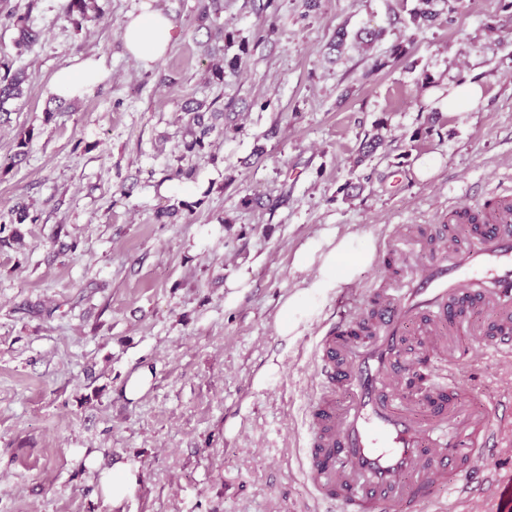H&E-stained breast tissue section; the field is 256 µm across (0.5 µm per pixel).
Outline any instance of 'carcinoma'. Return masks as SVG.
<instances>
[{"instance_id":"1","label":"carcinoma","mask_w":512,"mask_h":512,"mask_svg":"<svg viewBox=\"0 0 512 512\" xmlns=\"http://www.w3.org/2000/svg\"><path fill=\"white\" fill-rule=\"evenodd\" d=\"M94 0H66L63 6L65 18L76 29H81L89 20V10ZM37 0H30L25 12L20 13L8 5L0 6V25L15 31V37L10 45L0 47V112L7 111L6 104L23 96L27 81L25 70L17 65L41 37L32 19V10ZM224 11V0H200L198 12V28L206 29L209 37L224 38V26L218 23ZM438 13L433 9V0H420V7L411 13L412 25L420 29L434 24ZM240 63V57H221L210 66L211 78L224 80L225 70L233 71ZM189 115V125L203 128L208 133L210 128L204 125L205 113L212 111V105L194 99H189L184 105Z\"/></svg>"}]
</instances>
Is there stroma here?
<instances>
[{
  "label": "stroma",
  "instance_id": "35a3bbf8",
  "mask_svg": "<svg viewBox=\"0 0 512 512\" xmlns=\"http://www.w3.org/2000/svg\"><path fill=\"white\" fill-rule=\"evenodd\" d=\"M260 3L224 0V53L241 66L217 83L199 0H98L79 30L61 0H39L25 93L0 124V512H326L300 473L313 346L388 271L352 267L320 314L283 337L276 317L302 279L297 251L326 228L377 239L512 188V0H437L435 24L420 30L418 0ZM150 4L174 37L146 67L122 32ZM339 28L349 34L340 54ZM363 30L381 36L364 46ZM90 57L109 77L53 99L55 72ZM425 72L441 93L481 82L485 106L437 110ZM190 98L220 105L195 151L181 110ZM378 131L384 144L362 157ZM425 155L438 168L421 180ZM19 202L30 214L21 224ZM242 274L250 286L226 306V284ZM272 361L277 378L255 388ZM142 366L153 383L128 400ZM458 379L495 399L512 360L483 358ZM118 464L136 482L115 505L100 482ZM470 483L463 500L437 491L442 512H512V430Z\"/></svg>",
  "mask_w": 512,
  "mask_h": 512
}]
</instances>
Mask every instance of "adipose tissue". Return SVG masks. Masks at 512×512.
<instances>
[{"instance_id": "1", "label": "adipose tissue", "mask_w": 512, "mask_h": 512, "mask_svg": "<svg viewBox=\"0 0 512 512\" xmlns=\"http://www.w3.org/2000/svg\"><path fill=\"white\" fill-rule=\"evenodd\" d=\"M171 20L159 11H145L129 17L123 27V38L129 53L140 63L160 59L173 40ZM107 76L98 60L89 58L79 64L61 68L53 77L49 91L62 98L90 93ZM365 265L374 258L372 246L356 242L354 237H337L327 228L308 239L298 250L295 267L304 277L287 296L279 309L277 330L281 336H295L305 322L318 315L331 293L348 278L340 262L341 256Z\"/></svg>"}]
</instances>
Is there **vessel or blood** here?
<instances>
[{
  "label": "vessel or blood",
  "mask_w": 512,
  "mask_h": 512,
  "mask_svg": "<svg viewBox=\"0 0 512 512\" xmlns=\"http://www.w3.org/2000/svg\"><path fill=\"white\" fill-rule=\"evenodd\" d=\"M466 203L452 231L425 244L400 224L380 256L405 275L374 289L370 309L343 310L315 343L320 395L308 411L303 474L338 512H437L434 487L468 476L512 423V389L483 404L450 367L512 359V197L501 195L474 233ZM489 323L472 325L474 306ZM344 401H337V394Z\"/></svg>",
  "instance_id": "vessel-or-blood-1"
}]
</instances>
